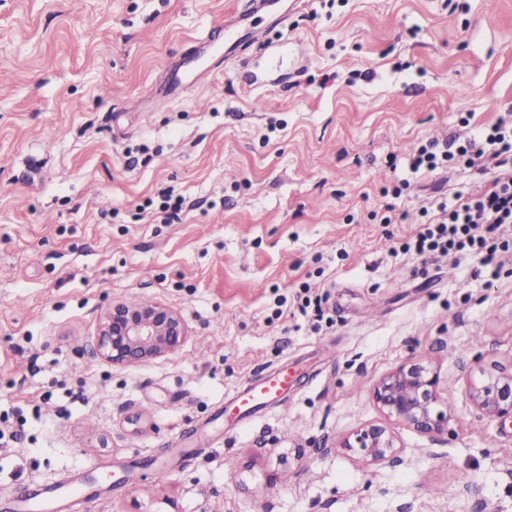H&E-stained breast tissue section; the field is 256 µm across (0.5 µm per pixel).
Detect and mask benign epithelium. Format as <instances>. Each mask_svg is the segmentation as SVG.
<instances>
[{"label":"benign epithelium","instance_id":"7a95c632","mask_svg":"<svg viewBox=\"0 0 512 512\" xmlns=\"http://www.w3.org/2000/svg\"><path fill=\"white\" fill-rule=\"evenodd\" d=\"M188 336V325L177 309L162 302L137 306L117 300L101 315L96 352L113 365L138 364L175 352ZM373 398L385 414L420 433L448 432L452 416L441 409L439 374L420 362L404 364L382 378ZM473 399L488 416L512 419V375L482 382L474 387ZM343 447L371 463L395 460L394 437L377 423L357 429Z\"/></svg>","mask_w":512,"mask_h":512}]
</instances>
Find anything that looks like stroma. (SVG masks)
Wrapping results in <instances>:
<instances>
[{
	"label": "stroma",
	"mask_w": 512,
	"mask_h": 512,
	"mask_svg": "<svg viewBox=\"0 0 512 512\" xmlns=\"http://www.w3.org/2000/svg\"><path fill=\"white\" fill-rule=\"evenodd\" d=\"M247 9L0 0V504L95 474L83 512H512V424L472 399L512 375V249H402L421 207L497 171L408 161L512 113V0H306L284 28L248 14L259 42L218 64ZM208 32L211 74L171 96ZM115 300L178 309L186 343L102 360ZM416 360L445 434L372 398ZM284 366L287 406L225 421ZM371 422L399 463L343 448ZM455 160V154L447 150L441 151L438 144L429 142L422 146L416 155L410 158L409 169L412 173L420 171L433 172L439 167L448 166V163Z\"/></svg>",
	"instance_id": "35a3bbf8"
}]
</instances>
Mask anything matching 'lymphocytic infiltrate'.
<instances>
[{
  "label": "lymphocytic infiltrate",
  "instance_id": "lymphocytic-infiltrate-1",
  "mask_svg": "<svg viewBox=\"0 0 512 512\" xmlns=\"http://www.w3.org/2000/svg\"><path fill=\"white\" fill-rule=\"evenodd\" d=\"M474 165L497 159L501 170L483 192L452 203H439L434 219L422 225L411 245L418 255L476 252L492 262L498 250L512 247V114L499 117L456 152L431 142L409 161L411 172L435 171L455 158Z\"/></svg>",
  "mask_w": 512,
  "mask_h": 512
}]
</instances>
